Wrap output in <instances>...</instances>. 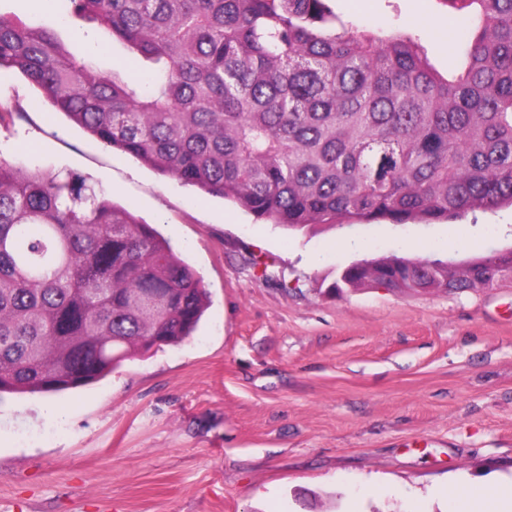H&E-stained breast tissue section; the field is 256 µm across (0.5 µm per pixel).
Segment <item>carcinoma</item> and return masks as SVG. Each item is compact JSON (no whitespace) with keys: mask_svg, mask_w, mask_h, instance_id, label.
Listing matches in <instances>:
<instances>
[{"mask_svg":"<svg viewBox=\"0 0 512 512\" xmlns=\"http://www.w3.org/2000/svg\"><path fill=\"white\" fill-rule=\"evenodd\" d=\"M331 2L67 0L138 77L3 15L0 68L103 147L287 229L512 207V0H448L476 26L446 75L412 36L357 31ZM492 268L511 274L512 251L383 258L331 289L463 292L495 287ZM208 305L198 273L107 193L0 161V395L91 385L192 336Z\"/></svg>","mask_w":512,"mask_h":512,"instance_id":"cac0c4a2","label":"carcinoma"}]
</instances>
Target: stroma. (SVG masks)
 I'll use <instances>...</instances> for the list:
<instances>
[{"label": "stroma", "mask_w": 512, "mask_h": 512, "mask_svg": "<svg viewBox=\"0 0 512 512\" xmlns=\"http://www.w3.org/2000/svg\"><path fill=\"white\" fill-rule=\"evenodd\" d=\"M333 7L358 30L411 35L443 73L473 28L443 0ZM0 12L100 69L138 72L122 42L58 0H0ZM0 98L20 111L0 125V160L105 189L210 295L179 345L85 388L0 396V512H446L447 480L512 478V280L330 291L354 262L510 249L512 208L291 231L100 146L13 70H0Z\"/></svg>", "instance_id": "obj_1"}]
</instances>
